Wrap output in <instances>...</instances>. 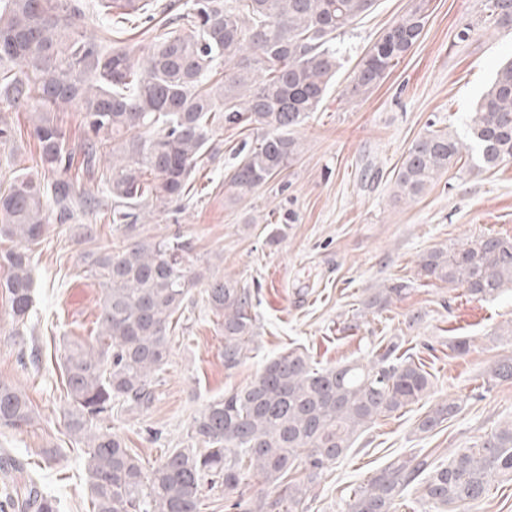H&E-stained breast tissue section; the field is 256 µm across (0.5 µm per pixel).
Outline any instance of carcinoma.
<instances>
[{
	"instance_id": "1",
	"label": "carcinoma",
	"mask_w": 512,
	"mask_h": 512,
	"mask_svg": "<svg viewBox=\"0 0 512 512\" xmlns=\"http://www.w3.org/2000/svg\"><path fill=\"white\" fill-rule=\"evenodd\" d=\"M120 23L155 19L157 0H97ZM375 0H185L138 53L89 38L82 29L87 0H0V113L28 107L36 166L43 178L20 172L0 192V238L16 243L0 255L13 321L26 324L34 300L31 246L48 224L74 218L73 151L54 114L75 109L86 140L82 164L95 168L112 156L97 191L112 199V223L131 236L143 199L166 205L189 196L191 177L218 126L252 127L261 138L229 175L237 195L266 184L301 153L297 131L319 110L341 67L333 46ZM487 20L512 31V0H487ZM427 14L418 5L388 27L358 63L346 95L376 87L415 45ZM475 167L490 171L512 160V60L469 115ZM449 131L431 130L407 149L395 171L393 198L416 201L462 158ZM69 230L85 245L86 273L98 284L99 315L92 339L67 341L64 424L85 444L92 512H200L205 484L219 479L237 492L257 472L279 488L255 498L244 512H307L311 485L343 460L380 416L423 399L431 374L391 340L367 364L317 368L303 351L268 361L254 379L210 401L194 417L191 438L200 448H174L145 469L106 424L116 407L134 411L152 399V381L169 361L172 319L193 285L184 246L169 239H133L119 249L102 244L88 224ZM421 275L483 300L512 286V238L480 236L455 248H433L419 260ZM401 282L377 288L371 313L401 296ZM211 309L224 316V367H237L256 336L249 289L222 278L205 289ZM512 380V357L498 360L484 383ZM459 398L434 403L416 431L433 432L461 410ZM26 392L0 383V431L34 422ZM512 481V419L439 465L430 456L396 459L354 489L347 512H396L415 490L424 512H461L482 501L491 482ZM59 512L57 499L33 480L5 493L6 507Z\"/></svg>"
}]
</instances>
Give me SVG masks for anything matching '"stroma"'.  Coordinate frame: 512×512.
I'll return each mask as SVG.
<instances>
[{
    "mask_svg": "<svg viewBox=\"0 0 512 512\" xmlns=\"http://www.w3.org/2000/svg\"><path fill=\"white\" fill-rule=\"evenodd\" d=\"M428 20L412 49L372 91L347 99L350 76L380 33L417 2ZM486 0H377L371 12L336 40L341 67L319 109L298 130L303 150L281 174L238 197L228 185L243 144L255 131L216 129L207 144L188 199L167 207L145 202L142 236L179 238L184 256L202 279L173 320L171 354L153 383L154 400L138 413H113V432L151 467L170 448H192L191 422L212 399L244 386L269 359L291 349L314 366L368 362L387 339L424 363L433 386L428 397L379 417L308 493L309 512H344L352 487L389 462L419 450L448 460L501 421L512 418V381L482 388L483 371L512 355V294L469 299L463 289L421 276L422 254L457 247L484 234L512 238V161L491 171L469 164L449 169L422 198H392V178L411 143L445 129L468 137V118L501 63L512 58V34L483 22ZM18 128L0 148V186L16 166L34 168L36 144L29 114H7ZM278 245L266 243L280 212ZM34 308L16 327L0 294V381L29 395L32 426L0 434V459L15 460L18 480L34 479L56 496L60 512H91L83 449L63 424L60 362L63 337L89 338L99 288L84 270L82 247L67 225L49 224L35 246ZM238 281L254 296L257 334L245 358L224 367L223 319L204 292L211 278ZM401 281L406 293L382 316L361 315L374 289ZM468 340L455 355L451 344ZM460 397L457 416L433 433L418 421L437 401Z\"/></svg>",
    "mask_w": 512,
    "mask_h": 512,
    "instance_id": "stroma-1",
    "label": "stroma"
}]
</instances>
